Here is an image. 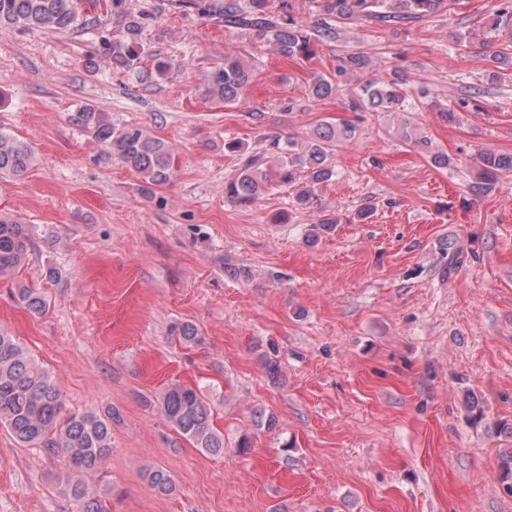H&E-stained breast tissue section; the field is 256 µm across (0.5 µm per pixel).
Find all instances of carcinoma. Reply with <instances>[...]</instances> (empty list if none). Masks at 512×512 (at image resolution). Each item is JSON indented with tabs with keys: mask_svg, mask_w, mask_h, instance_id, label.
<instances>
[{
	"mask_svg": "<svg viewBox=\"0 0 512 512\" xmlns=\"http://www.w3.org/2000/svg\"><path fill=\"white\" fill-rule=\"evenodd\" d=\"M226 29H242L267 40L283 57L310 59L318 42L337 38L342 24L360 21L382 26H404L436 17L448 0H319L323 15L319 26L308 30L293 13L288 0L279 11L270 9V0H178ZM116 27V35L99 38L98 57L115 70L141 71L150 56L140 34L151 19L148 13L126 9V0H0V33L58 32L79 33L94 28L101 18ZM492 27L512 34V0H500ZM368 59L359 52L338 58L335 75L317 76L306 87L312 99L334 98L343 90L352 73L366 68ZM253 79V70L236 55L228 54L205 75L206 95L224 106L242 102ZM406 96L393 80L373 78L360 91L349 96L345 109L353 112L398 114L405 111ZM76 123L106 153L134 171L147 185L159 186L172 177L173 152L164 140L136 126L116 127L104 112L82 107ZM360 133L359 124L345 121L339 126L316 127L304 141L288 139L272 142L275 154L269 156L277 182L290 187L303 182L292 206L303 209L314 204L313 188L334 176L333 158L345 144ZM402 140L419 150L432 164L447 168L451 158L432 150L431 142L403 127ZM256 153L242 158L238 173L224 181V195L248 207L269 183L263 168L266 159ZM34 158L31 146L0 127V178L19 177L27 172ZM480 173L472 186L485 193L495 186L502 171H512V154L483 149L478 153ZM31 240L25 225L0 216V279L8 278L26 260ZM19 302L39 313L46 301L37 289L17 287ZM164 417L177 435L193 447L211 455L224 454V435L212 426L209 404L198 389L180 382L170 383L158 398ZM116 413H65L61 389L54 377L29 354L14 337L0 331V427L6 428L17 444L25 448H44L58 458L57 480L64 495L79 506V512H108L105 500L109 490L89 480L112 452V422ZM149 485L166 495L173 491L171 475L164 469H148ZM499 482L512 494V448L500 455Z\"/></svg>",
	"mask_w": 512,
	"mask_h": 512,
	"instance_id": "carcinoma-1",
	"label": "carcinoma"
}]
</instances>
